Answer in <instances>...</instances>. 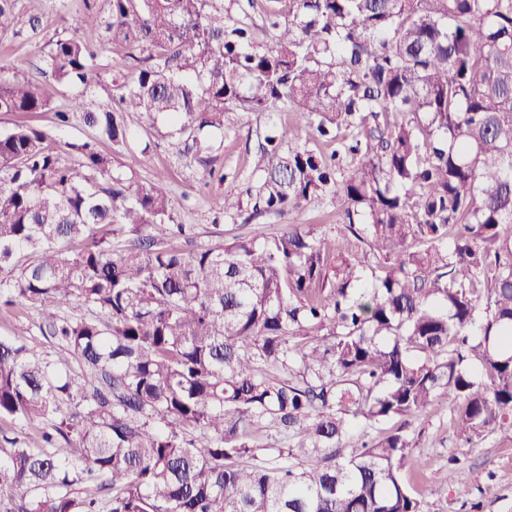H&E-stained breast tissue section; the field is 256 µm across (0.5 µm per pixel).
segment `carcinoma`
I'll list each match as a JSON object with an SVG mask.
<instances>
[{
    "mask_svg": "<svg viewBox=\"0 0 512 512\" xmlns=\"http://www.w3.org/2000/svg\"><path fill=\"white\" fill-rule=\"evenodd\" d=\"M262 1L265 50L224 0H107L103 19L85 0L81 24L135 65L118 105L78 94L57 116L124 148L125 113L165 115L178 158L203 161L225 113L284 108L294 123L256 152L253 214L338 196L368 250L299 222L170 248L148 233L186 231L167 172L128 176L95 140L0 134V300L36 309L59 345L50 358L0 338V421L37 432L0 447V512H429L403 427L369 429L445 403L470 442L512 417V0L240 10ZM16 2L0 0V35ZM47 47L59 82L91 84L95 46ZM48 106L37 83L0 77V112ZM381 112L404 118L379 150L338 138ZM306 129L336 149L290 147Z\"/></svg>",
    "mask_w": 512,
    "mask_h": 512,
    "instance_id": "1",
    "label": "carcinoma"
}]
</instances>
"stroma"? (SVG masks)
<instances>
[{
  "instance_id": "stroma-1",
  "label": "stroma",
  "mask_w": 512,
  "mask_h": 512,
  "mask_svg": "<svg viewBox=\"0 0 512 512\" xmlns=\"http://www.w3.org/2000/svg\"><path fill=\"white\" fill-rule=\"evenodd\" d=\"M84 10V0H17L20 33L0 40V76L38 80L49 105L42 112H0V133L25 124L48 133L55 146L91 137V129L79 117H71L67 126H59L57 112L76 90L59 83L42 62L49 39L58 35H74L97 46L95 79L86 102L93 109L111 100L116 93L112 79L116 71L124 69L126 51L105 44L103 29L80 27ZM32 15L41 19V27L35 32L27 27ZM292 121V113L280 108L228 113L223 131L213 135L217 149L208 166L195 161L178 162L166 136V124L147 122L134 113L126 116L134 133L129 147L115 149L106 139L99 140L98 146L103 152L117 154L125 173L147 178L154 172L168 171L169 189L176 203L175 221L192 227L191 237L177 240V247H211L234 236L261 240L278 234L284 225L299 221L316 237L335 241L352 252L364 250V243L347 229L340 201L332 197L312 200L299 216L288 211L253 215V202L247 194L257 183L253 167L256 151L272 126H285ZM211 167L223 170V181L209 179L207 170ZM228 192L244 197L240 214H224L222 204ZM37 324L38 314L29 306L19 303L0 308V337L22 332L30 336V345L36 352L56 355V344L39 333ZM406 432L413 448L411 481L429 502L431 512H512L511 424H503L468 443L452 426L449 408L439 405L422 416L409 418ZM463 475L472 487L467 500L456 492Z\"/></svg>"
}]
</instances>
